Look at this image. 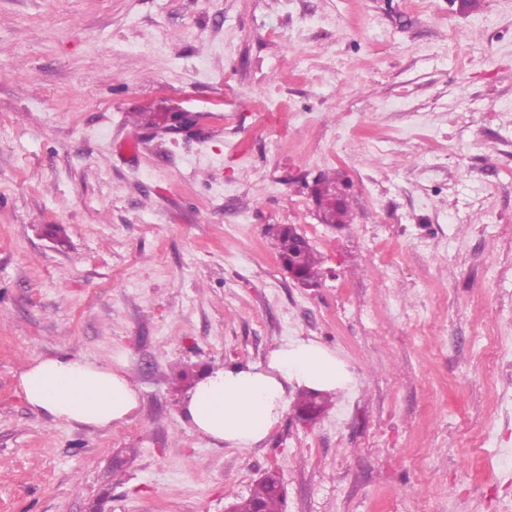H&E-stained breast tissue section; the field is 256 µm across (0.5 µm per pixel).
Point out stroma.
I'll list each match as a JSON object with an SVG mask.
<instances>
[{"instance_id": "35a3bbf8", "label": "stroma", "mask_w": 512, "mask_h": 512, "mask_svg": "<svg viewBox=\"0 0 512 512\" xmlns=\"http://www.w3.org/2000/svg\"><path fill=\"white\" fill-rule=\"evenodd\" d=\"M180 109L194 135L131 122ZM296 336L354 374L316 422L189 430L201 371ZM492 347L512 360V0H0V512H224L272 470L282 512H512ZM58 350L125 372L130 421L31 408L19 374ZM315 194L320 205L325 207L324 220L336 218L338 224H344L348 215L346 206L337 198L336 183L328 178H320L316 182ZM337 202V208H336ZM289 226L276 228L274 240L276 241L277 254L285 268L288 269V263L299 268L302 276L308 281L313 282L319 275V260L310 244L299 248L295 239L289 234Z\"/></svg>"}]
</instances>
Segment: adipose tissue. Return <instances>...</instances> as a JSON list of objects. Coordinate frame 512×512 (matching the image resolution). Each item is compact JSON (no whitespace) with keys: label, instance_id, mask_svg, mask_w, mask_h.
Listing matches in <instances>:
<instances>
[{"label":"adipose tissue","instance_id":"1","mask_svg":"<svg viewBox=\"0 0 512 512\" xmlns=\"http://www.w3.org/2000/svg\"><path fill=\"white\" fill-rule=\"evenodd\" d=\"M347 363L317 340L284 339L262 362L217 366L188 390L181 418L214 443L249 448L266 439L283 417L289 393L349 387ZM28 405L55 422L106 428L139 407L137 386L120 370L60 351L29 363L19 375Z\"/></svg>","mask_w":512,"mask_h":512}]
</instances>
